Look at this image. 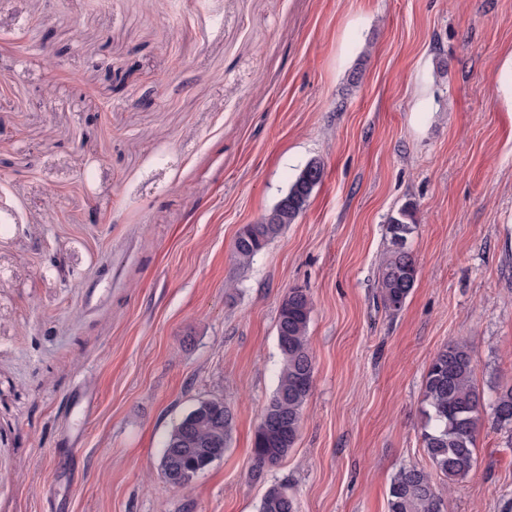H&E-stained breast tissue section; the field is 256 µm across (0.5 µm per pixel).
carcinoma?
I'll return each instance as SVG.
<instances>
[{
  "mask_svg": "<svg viewBox=\"0 0 512 512\" xmlns=\"http://www.w3.org/2000/svg\"><path fill=\"white\" fill-rule=\"evenodd\" d=\"M324 163L310 160L259 224L239 231L234 254L249 265L282 230L302 213L313 189L322 181ZM415 228V209L402 206L390 217L391 240L409 237ZM418 267L407 246H394L381 267V299L386 310L399 312L414 288ZM313 308L310 294L291 288L279 307L276 325L281 366L277 386L264 410L252 444L256 470L280 464L294 447L303 408L313 386L314 362L308 328ZM422 442L432 468L455 484L476 466L475 442L480 412L488 407L498 430L512 435V387L495 389L484 397L473 381V357L463 342L452 343L433 357L424 383ZM233 413L217 400L198 402L168 433L161 468L170 486L182 489L224 455L230 442ZM444 500L423 468L405 467L394 476L388 512H441ZM259 512H297L288 484L273 482L261 498Z\"/></svg>",
  "mask_w": 512,
  "mask_h": 512,
  "instance_id": "carcinoma-1",
  "label": "carcinoma"
}]
</instances>
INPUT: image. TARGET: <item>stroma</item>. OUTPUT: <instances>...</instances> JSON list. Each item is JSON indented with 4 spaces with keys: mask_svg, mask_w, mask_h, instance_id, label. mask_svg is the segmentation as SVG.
<instances>
[{
    "mask_svg": "<svg viewBox=\"0 0 512 512\" xmlns=\"http://www.w3.org/2000/svg\"><path fill=\"white\" fill-rule=\"evenodd\" d=\"M511 53L512 0H0V512H258L277 480L298 512H387L428 465L434 355L467 342L481 394L512 386ZM314 158L304 211L240 265ZM408 203L419 275L392 314ZM292 288L314 384L258 475ZM202 400L231 408L229 446L176 489L162 442ZM476 454L435 475L447 512H512L491 417ZM323 175L324 163L320 159L310 160L260 224H247L241 228L234 243V254L240 264H251L270 241L288 224L294 223ZM415 209L412 204L402 206L388 222V232L394 249L386 257L381 267V299L386 310L399 312L414 288L418 267L412 253L407 248L408 237L415 228ZM395 231L404 237L406 244L399 247Z\"/></svg>",
    "mask_w": 512,
    "mask_h": 512,
    "instance_id": "35a3bbf8",
    "label": "stroma"
}]
</instances>
